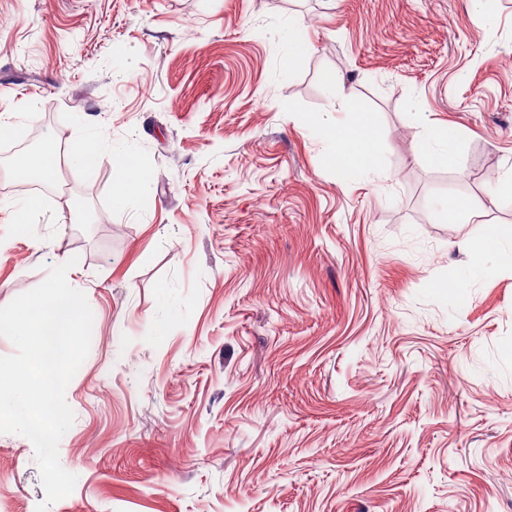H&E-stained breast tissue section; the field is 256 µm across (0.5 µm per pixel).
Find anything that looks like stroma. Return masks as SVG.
Instances as JSON below:
<instances>
[{"mask_svg":"<svg viewBox=\"0 0 512 512\" xmlns=\"http://www.w3.org/2000/svg\"><path fill=\"white\" fill-rule=\"evenodd\" d=\"M0 0V307L74 260L90 352L48 512H512V270L449 198L512 173V0ZM302 20L309 50L290 55ZM374 113L383 171L302 124ZM460 132L453 167L421 155ZM93 135L96 165L69 163ZM53 143L34 232L12 151ZM147 188L115 204L109 150ZM44 499L0 434V512ZM478 232L467 241L469 261L458 278L456 288H448L447 284L432 283L431 287L438 292H452L453 307L462 306L465 302V288L462 283L465 279L486 275L490 269L485 265V257L490 253L501 254L512 267V226L499 224H479ZM504 226H510L506 228Z\"/></svg>","mask_w":512,"mask_h":512,"instance_id":"1","label":"stroma"}]
</instances>
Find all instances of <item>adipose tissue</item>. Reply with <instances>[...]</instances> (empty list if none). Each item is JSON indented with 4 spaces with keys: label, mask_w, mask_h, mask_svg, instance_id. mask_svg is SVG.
Returning <instances> with one entry per match:
<instances>
[{
    "label": "adipose tissue",
    "mask_w": 512,
    "mask_h": 512,
    "mask_svg": "<svg viewBox=\"0 0 512 512\" xmlns=\"http://www.w3.org/2000/svg\"><path fill=\"white\" fill-rule=\"evenodd\" d=\"M305 125L315 133L324 134V158L334 168H354L367 172L379 170L382 145L376 135V118L373 113L353 111L348 125L338 128L326 124L321 117L308 116ZM110 161L116 174L118 193L116 202L140 193L150 180L149 172L135 158L124 151L111 153ZM482 206L463 199H449L444 217L451 224L478 222L479 229L466 244L469 261L463 278L488 274L485 257L490 253L501 254L512 265V227L485 224L480 220Z\"/></svg>",
    "instance_id": "adipose-tissue-1"
}]
</instances>
